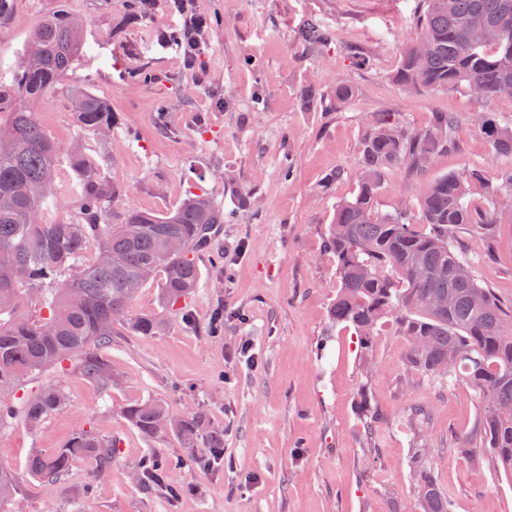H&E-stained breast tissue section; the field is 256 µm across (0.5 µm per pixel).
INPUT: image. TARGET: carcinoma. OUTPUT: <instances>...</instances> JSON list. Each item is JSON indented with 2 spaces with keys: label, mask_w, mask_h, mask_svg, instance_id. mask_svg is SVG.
<instances>
[{
  "label": "carcinoma",
  "mask_w": 512,
  "mask_h": 512,
  "mask_svg": "<svg viewBox=\"0 0 512 512\" xmlns=\"http://www.w3.org/2000/svg\"><path fill=\"white\" fill-rule=\"evenodd\" d=\"M415 34L402 45L392 80L411 94L465 89L488 103L512 92V0H422ZM303 50L336 40L333 30L310 22L299 35ZM80 22L56 14L32 31L26 55L33 66L16 70L11 84H0V397L18 390L28 376L77 362L80 374L100 385L112 379L104 350L114 325L127 314L143 272L164 273L161 299L174 307L195 293L200 281L198 257L208 251L224 223L221 210L205 191L194 192L175 208L143 211L123 204L125 191L85 151L65 153L44 130L31 105L55 92L81 53ZM300 95L311 109L346 104L356 88L338 81L323 90L313 84ZM82 102L75 112L91 133L112 130L116 116L86 89L69 90ZM458 118L443 112L421 130H409L392 112L362 120L356 190L336 204L324 250L336 265V296L329 309L333 325L354 328L369 351L391 323L407 348L404 364L439 385L466 384L479 395L474 436L455 452L474 458L485 450L492 466L512 476V306L478 282L475 262L457 240L468 225L490 236L494 225L512 221V210L480 208L472 195L493 202L512 191V167L467 168L428 177L435 159L456 147ZM482 133L493 157L512 160V130L487 119ZM71 170L76 217L44 224L55 204L59 165ZM402 169L425 182L417 202L391 214L379 211L384 176ZM98 242L95 258H84L89 241ZM39 315L27 314L33 294ZM160 321L141 315L128 328L141 336L158 332ZM68 404L59 386H46L18 404H0V431L20 417L38 427ZM122 414L142 435L176 437L190 460L205 430L199 416L173 417L156 399L135 400ZM116 442L82 430L49 454L33 453L29 474L47 484L67 476L72 462L85 458L101 473L112 465ZM413 492L419 512H452V500L440 486L428 460L414 451ZM137 479L167 500L183 488L167 477V466L153 451L141 460ZM21 492L13 474L0 467V506Z\"/></svg>",
  "instance_id": "obj_1"
}]
</instances>
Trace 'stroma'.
<instances>
[{"instance_id": "obj_1", "label": "stroma", "mask_w": 512, "mask_h": 512, "mask_svg": "<svg viewBox=\"0 0 512 512\" xmlns=\"http://www.w3.org/2000/svg\"><path fill=\"white\" fill-rule=\"evenodd\" d=\"M196 6L222 23L206 30L210 50L192 69L176 47L160 44L161 33L179 25L167 0H155L151 13L128 28L127 0H14L9 22L0 24V83L8 84L41 19L61 12L81 21V55L34 109L63 148L93 149L97 138L75 121L66 92L83 87L109 104L117 121L102 166L128 205L164 212L199 186L225 214L211 251L199 257L200 284L184 308L163 306L162 275L138 291L130 317L156 316L161 328L140 336L118 327L109 351L114 382L90 384L71 364L23 381L25 394L63 386L70 404L39 428L18 419L0 433V465L22 486L8 512H418L410 479L417 446L429 449L453 512H512V478L453 454L477 427L476 391L409 376L398 336H379L368 353L354 330L332 327L336 275L324 252L336 204L355 189L364 115L391 112L409 129L430 125L438 112L458 115L457 147L437 158L436 176L491 158L480 123L489 118L512 129V93L482 104L463 90L411 96L394 84L389 73L414 32L419 0ZM311 19L335 30L337 40L304 56L298 35ZM360 51L372 55L370 65L356 66ZM136 67L147 68L150 79L132 77ZM339 80L356 87L351 102L327 111L302 107L303 86ZM285 166L291 178L283 177ZM247 192L259 204L238 211L235 196ZM459 237L476 258L479 282L512 303V224L496 225L489 237L468 229ZM219 310L224 324L216 332ZM246 340L253 367L237 356ZM364 391L377 413L372 446L358 410ZM147 398L223 431L221 458L208 453L186 464L174 437L150 439L133 428L122 409ZM412 407L424 417L410 420ZM81 430L116 442L106 472L93 475L79 458L60 484L28 475L34 451L52 452ZM152 450L184 488L176 501L133 478Z\"/></svg>"}]
</instances>
